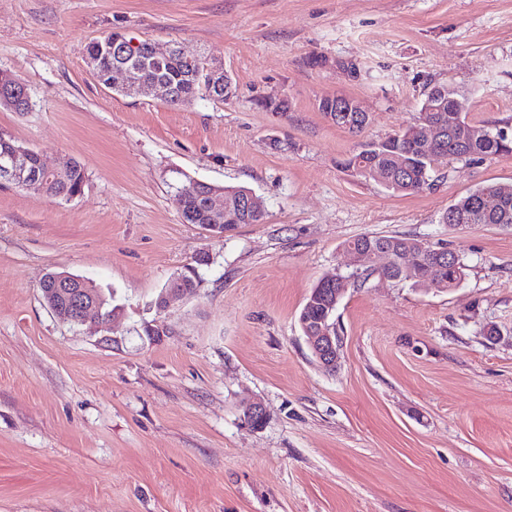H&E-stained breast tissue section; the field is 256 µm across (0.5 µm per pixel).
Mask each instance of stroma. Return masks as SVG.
<instances>
[{"label": "stroma", "mask_w": 512, "mask_h": 512, "mask_svg": "<svg viewBox=\"0 0 512 512\" xmlns=\"http://www.w3.org/2000/svg\"><path fill=\"white\" fill-rule=\"evenodd\" d=\"M112 31L209 54L234 95L118 94L87 63ZM0 71L32 98L0 106V135L86 172L69 200L0 185V512H512V227L439 221L512 185V154L440 164L404 196L341 166L438 85L472 126H512V0H0ZM336 95L363 103L360 135L319 111ZM191 180L251 189L265 222L185 223ZM363 234L448 244L466 276L385 280L349 263ZM50 271L119 317L60 320ZM189 271L195 291L158 308ZM339 273L328 373L298 315Z\"/></svg>", "instance_id": "obj_1"}]
</instances>
